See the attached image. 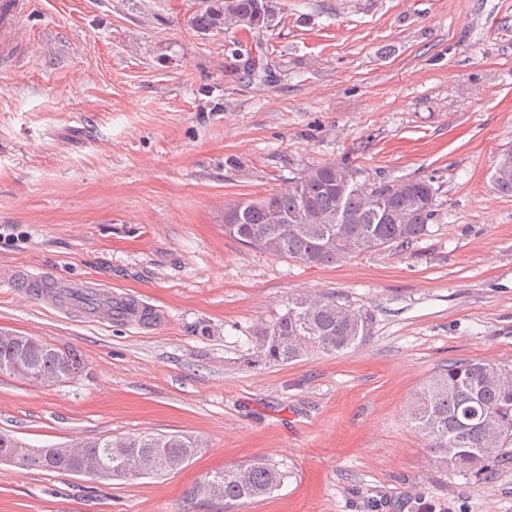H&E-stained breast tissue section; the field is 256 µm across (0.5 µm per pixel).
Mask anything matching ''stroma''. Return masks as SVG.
Here are the masks:
<instances>
[{
    "mask_svg": "<svg viewBox=\"0 0 512 512\" xmlns=\"http://www.w3.org/2000/svg\"><path fill=\"white\" fill-rule=\"evenodd\" d=\"M277 3V27L204 35L198 0H40L27 59L0 75V271L86 278L164 320L88 323L0 282V331L84 362L51 386L0 373V430L206 448L131 480L0 463V512H183L203 475L258 457L276 491L197 512H512L511 458L488 482L439 470L405 413L451 361L512 363V194L491 184L512 151V0ZM324 162L431 180L429 235L330 266L225 236V203ZM300 294L370 311L369 341L249 363Z\"/></svg>",
    "mask_w": 512,
    "mask_h": 512,
    "instance_id": "obj_1",
    "label": "stroma"
}]
</instances>
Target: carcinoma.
Masks as SVG:
<instances>
[{
  "mask_svg": "<svg viewBox=\"0 0 512 512\" xmlns=\"http://www.w3.org/2000/svg\"><path fill=\"white\" fill-rule=\"evenodd\" d=\"M263 16L261 27L278 26L274 0H208L195 13L196 28L219 31L241 18ZM436 190L432 182L411 179L360 184L351 168L334 162L308 168L284 191L258 200L235 201L224 209H241L240 221L224 225V235L274 255L305 264L330 265L369 251L402 248L429 234ZM380 199L397 215L412 209L413 219L385 220L372 208ZM305 211L308 224L290 220ZM372 315L332 298L298 295L285 311L260 328L255 358L288 364L311 352L334 354L355 349L370 337ZM82 370L72 350H61L33 336L0 333V372L29 381L56 383L65 368ZM414 431L427 442L434 465L445 471L490 475L512 446V364L491 360H458L435 372L406 405ZM9 448L15 465L26 470L71 474L76 463L92 458L108 470L105 478L134 479L178 470L197 457L203 443L187 435L131 434L122 441L92 438L75 446L29 448L0 432V449ZM285 474L258 458L205 475L186 500L192 509L210 489H222L228 506L271 495Z\"/></svg>",
  "mask_w": 512,
  "mask_h": 512,
  "instance_id": "carcinoma-1",
  "label": "carcinoma"
}]
</instances>
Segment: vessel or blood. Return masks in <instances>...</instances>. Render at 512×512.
Here are the masks:
<instances>
[{
  "label": "vessel or blood",
  "instance_id": "b4317fda",
  "mask_svg": "<svg viewBox=\"0 0 512 512\" xmlns=\"http://www.w3.org/2000/svg\"><path fill=\"white\" fill-rule=\"evenodd\" d=\"M37 6L38 0H0L1 72L16 68L18 50L30 41V19ZM8 282L36 301L77 313L92 321L116 320L140 324L155 318L154 311L137 298L98 287L87 280L60 279L20 267L11 272Z\"/></svg>",
  "mask_w": 512,
  "mask_h": 512
}]
</instances>
